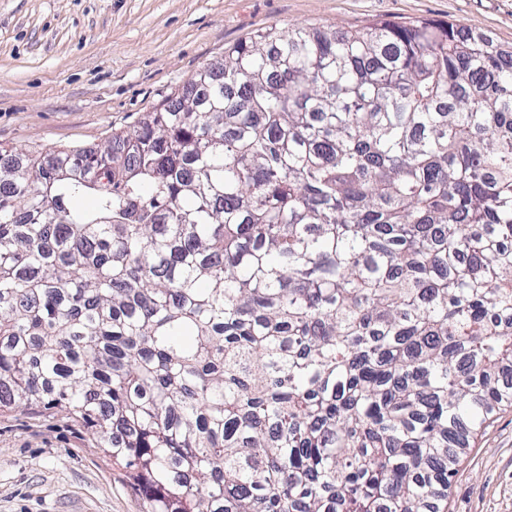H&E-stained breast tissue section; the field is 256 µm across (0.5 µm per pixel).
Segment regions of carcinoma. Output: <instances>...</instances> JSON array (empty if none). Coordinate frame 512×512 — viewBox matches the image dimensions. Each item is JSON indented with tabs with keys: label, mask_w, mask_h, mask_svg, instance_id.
<instances>
[{
	"label": "carcinoma",
	"mask_w": 512,
	"mask_h": 512,
	"mask_svg": "<svg viewBox=\"0 0 512 512\" xmlns=\"http://www.w3.org/2000/svg\"><path fill=\"white\" fill-rule=\"evenodd\" d=\"M509 114L484 32L271 26L103 146L1 148L0 411L150 512H445L512 409Z\"/></svg>",
	"instance_id": "1"
}]
</instances>
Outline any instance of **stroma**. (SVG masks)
I'll list each match as a JSON object with an SVG mask.
<instances>
[{
	"label": "stroma",
	"instance_id": "35a3bbf8",
	"mask_svg": "<svg viewBox=\"0 0 512 512\" xmlns=\"http://www.w3.org/2000/svg\"><path fill=\"white\" fill-rule=\"evenodd\" d=\"M450 21L512 44V0H0V146L94 147L224 49L269 27ZM0 512H149L93 430L52 410L0 413ZM448 512H512V409L451 481Z\"/></svg>",
	"mask_w": 512,
	"mask_h": 512
}]
</instances>
